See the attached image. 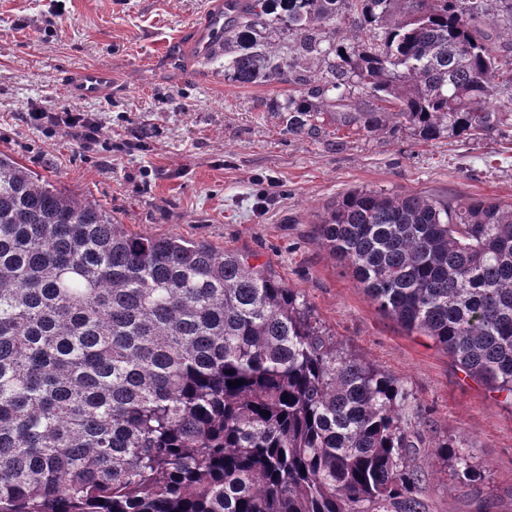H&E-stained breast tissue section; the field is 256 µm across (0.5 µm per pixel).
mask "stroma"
<instances>
[{
	"label": "stroma",
	"instance_id": "obj_1",
	"mask_svg": "<svg viewBox=\"0 0 512 512\" xmlns=\"http://www.w3.org/2000/svg\"><path fill=\"white\" fill-rule=\"evenodd\" d=\"M218 0H0V151L110 211L129 231L180 235L253 255L303 296L343 352L378 366L413 396L426 447L412 458L430 512H472L473 498L512 512V407L452 356L378 310L350 269L313 239L346 194L373 190L512 204V132L424 143L399 126L376 134L324 124L289 136L282 84L242 88L201 67L191 46ZM111 69L97 100L70 93L82 68ZM98 113L111 149H84L26 123L30 101ZM463 441L483 478L459 484L431 456Z\"/></svg>",
	"mask_w": 512,
	"mask_h": 512
}]
</instances>
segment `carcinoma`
Returning <instances> with one entry per match:
<instances>
[{
    "instance_id": "cac0c4a2",
    "label": "carcinoma",
    "mask_w": 512,
    "mask_h": 512,
    "mask_svg": "<svg viewBox=\"0 0 512 512\" xmlns=\"http://www.w3.org/2000/svg\"><path fill=\"white\" fill-rule=\"evenodd\" d=\"M220 64L288 85L296 138L512 128L478 0H224ZM315 240L512 405V206L356 191ZM411 399L250 256L131 232L0 152V512H429ZM433 455L482 477L460 441Z\"/></svg>"
}]
</instances>
